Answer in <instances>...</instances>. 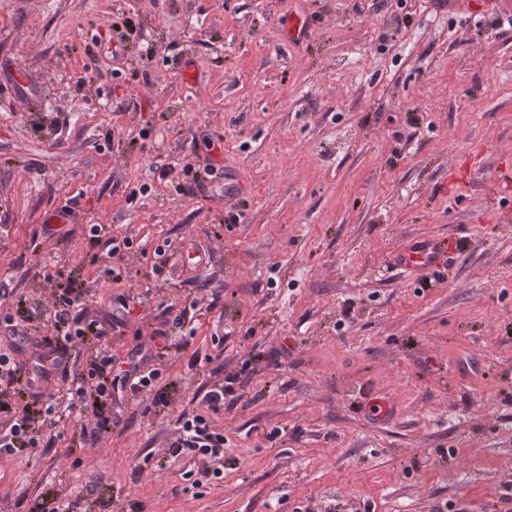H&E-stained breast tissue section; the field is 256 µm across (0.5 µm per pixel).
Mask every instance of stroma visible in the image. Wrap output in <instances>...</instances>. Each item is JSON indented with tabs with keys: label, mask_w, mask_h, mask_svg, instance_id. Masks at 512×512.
<instances>
[{
	"label": "stroma",
	"mask_w": 512,
	"mask_h": 512,
	"mask_svg": "<svg viewBox=\"0 0 512 512\" xmlns=\"http://www.w3.org/2000/svg\"><path fill=\"white\" fill-rule=\"evenodd\" d=\"M69 280L118 367L180 349L108 439L0 456V512H512V0H0V348L29 361ZM43 365L67 404L74 357ZM228 376L198 491L169 445ZM466 245L462 238L448 235L447 240H423L401 253L397 262L403 268H432L452 263L455 255Z\"/></svg>",
	"instance_id": "stroma-1"
}]
</instances>
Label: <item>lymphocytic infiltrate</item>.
I'll list each match as a JSON object with an SVG mask.
<instances>
[{"mask_svg":"<svg viewBox=\"0 0 512 512\" xmlns=\"http://www.w3.org/2000/svg\"><path fill=\"white\" fill-rule=\"evenodd\" d=\"M85 297V292L68 285L57 288L51 300L48 329L40 344L53 348L63 342L77 350L85 344L88 336L100 337L99 346L81 373L73 376L64 370L60 373V380L70 391L71 403L89 408L87 421L97 436L103 437L114 426L120 425L118 408L153 391L159 371L134 362L123 373H116L112 351L103 342L106 335L104 325L79 307ZM24 380L25 370L18 359L13 354L0 351V455H13L22 449L37 447L45 427L58 424L54 406L35 411L29 405L18 403L17 396ZM233 383V378L229 377L220 386L206 392L207 414L179 417L176 437L170 445L172 454L200 460L199 475L205 482L220 479L224 474V434L212 425L208 414L223 407L225 396L233 391Z\"/></svg>","mask_w":512,"mask_h":512,"instance_id":"obj_1","label":"lymphocytic infiltrate"}]
</instances>
